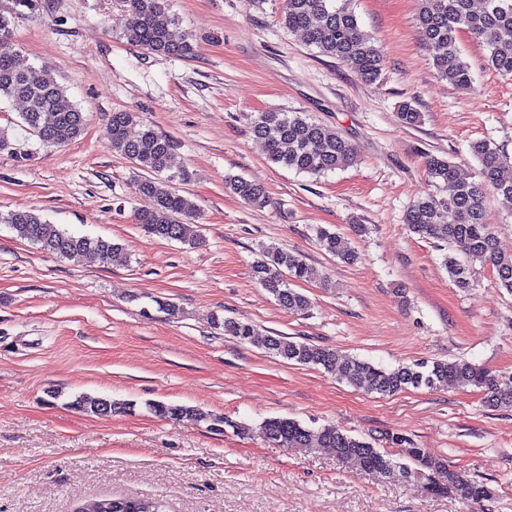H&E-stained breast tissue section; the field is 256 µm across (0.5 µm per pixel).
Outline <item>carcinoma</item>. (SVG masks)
Instances as JSON below:
<instances>
[{
  "label": "carcinoma",
  "instance_id": "carcinoma-1",
  "mask_svg": "<svg viewBox=\"0 0 512 512\" xmlns=\"http://www.w3.org/2000/svg\"><path fill=\"white\" fill-rule=\"evenodd\" d=\"M121 2L128 15L123 32L128 44L155 55L192 54L190 35L170 14L168 0ZM421 2L416 26L440 78L457 89L473 87L471 68L459 46L463 31L485 44L490 69L502 77H512V0H482L478 10L473 0ZM41 8L42 0H7L0 5V99L22 104L19 113L22 124L40 144L63 147L82 135L86 124L83 112L70 101L51 70L23 65L17 51L8 43L15 18L35 16ZM282 24L290 31H302L309 46L345 64L363 81L374 83L380 78L382 56L374 41L362 33L351 0H286ZM108 130L110 149L146 172L137 190L151 198L153 206L135 216L143 231L162 240H176L190 246L199 244L191 230V225L199 219V209L179 189L191 182L192 173L178 160L172 141L135 112L112 113ZM251 132L264 143L270 162L298 173L321 176L349 167L357 160L356 148L350 141L306 112H260L251 121ZM470 151L479 163L477 181L460 177L450 160L429 157L428 182L447 190L448 194L428 193L418 198L407 210L404 224L411 234L447 246L442 265L457 287H471L474 265L480 264L492 267L499 287L512 293V255L505 253L498 234L486 221L489 193L512 198V157L489 140L472 143ZM225 186L247 204L266 203V191L257 183L229 175L225 177ZM447 213L453 215V222L444 220ZM0 224L8 225L19 238L39 249L75 263H114L124 258L122 245L101 237L70 233L33 210L0 212ZM314 233L320 250L348 264L359 260V253L339 233L322 226L316 227ZM251 271L283 310L292 314L308 312L310 298L291 287V283L311 275V268L299 254L262 248ZM219 326L226 336L256 344L266 353L289 362L320 367L367 393L393 396L411 387L437 389L452 383L480 389L484 403L490 408H512V377L505 381L465 358L415 361L387 369L308 341L265 336L257 326L238 319L225 317ZM69 406L103 417L130 413L136 404L78 394ZM144 407L157 418L204 424L215 434L224 433L228 427L238 429L228 417L195 406L149 400ZM257 433L283 448L314 445L327 448L342 462L354 463L357 469L392 482L421 479L432 495L454 494L474 504L493 496L486 485L469 478L460 469L451 468L426 449L404 447L403 438L398 436L389 439L390 444L401 447V452L396 453L334 426L314 430L284 417L263 420ZM135 504L139 505L138 512H164L165 508L159 501L104 497L82 505L78 512H124Z\"/></svg>",
  "mask_w": 512,
  "mask_h": 512
}]
</instances>
